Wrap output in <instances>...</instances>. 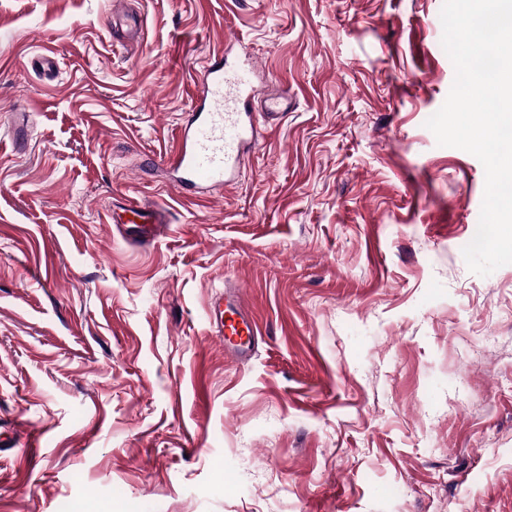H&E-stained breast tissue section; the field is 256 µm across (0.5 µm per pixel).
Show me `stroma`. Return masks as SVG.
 <instances>
[{"label": "stroma", "mask_w": 512, "mask_h": 512, "mask_svg": "<svg viewBox=\"0 0 512 512\" xmlns=\"http://www.w3.org/2000/svg\"><path fill=\"white\" fill-rule=\"evenodd\" d=\"M442 4L0 0V512H512V264L468 269L484 167L425 126ZM219 48L293 108L183 198L151 159ZM127 197L158 239L104 223ZM206 316L215 334L224 335V350L239 360L243 359L260 330L252 313L244 306L239 291L234 289L224 298H213Z\"/></svg>", "instance_id": "obj_1"}]
</instances>
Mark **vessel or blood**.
<instances>
[{"instance_id": "1", "label": "vessel or blood", "mask_w": 512, "mask_h": 512, "mask_svg": "<svg viewBox=\"0 0 512 512\" xmlns=\"http://www.w3.org/2000/svg\"><path fill=\"white\" fill-rule=\"evenodd\" d=\"M193 85L196 106L180 130L175 152L159 165L177 192L207 196L238 173L246 150L258 147L254 114H261L268 125L279 124L288 114L290 94H261L252 70L223 51L213 55ZM166 215L164 205L127 198L109 221L119 225L123 237L139 240L151 237ZM206 316L215 334L223 337L225 350L244 358L259 328L239 291L213 298Z\"/></svg>"}]
</instances>
